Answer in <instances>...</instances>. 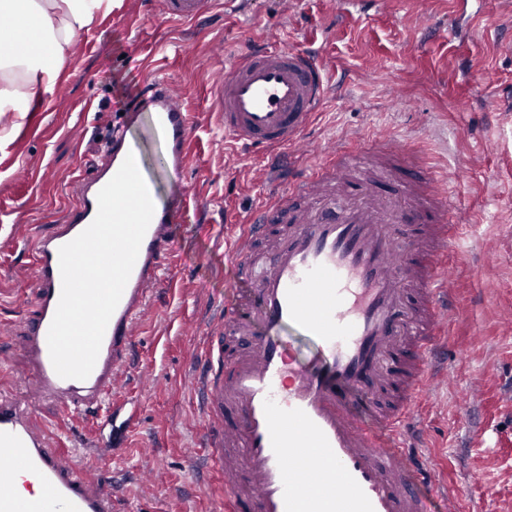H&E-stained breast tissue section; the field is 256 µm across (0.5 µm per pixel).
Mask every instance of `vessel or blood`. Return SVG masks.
I'll return each mask as SVG.
<instances>
[{"label":"vessel or blood","instance_id":"1","mask_svg":"<svg viewBox=\"0 0 512 512\" xmlns=\"http://www.w3.org/2000/svg\"><path fill=\"white\" fill-rule=\"evenodd\" d=\"M208 4L161 0L166 18L183 21ZM326 94L315 57L277 45L238 53L213 84L226 137L304 155ZM143 114L170 146L167 166L185 170L192 116L172 83L150 74L93 170L78 176L75 203L33 236V315L18 338L24 387L63 418L104 431L133 416L125 397L132 338L188 199L155 209L87 379L57 375L47 334L61 293L59 249L91 224L99 191L139 153L128 131ZM448 184L402 141L376 137L329 147L242 224L230 245L237 298L209 321L191 379L225 512H432L436 499L459 512L411 444L458 313L443 263L462 237L449 221ZM293 331L315 345L309 364L288 342ZM122 501L91 478L67 431L36 426L29 406L0 392V512H123Z\"/></svg>","mask_w":512,"mask_h":512}]
</instances>
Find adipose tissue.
Masks as SVG:
<instances>
[{
	"instance_id": "ef3b65f1",
	"label": "adipose tissue",
	"mask_w": 512,
	"mask_h": 512,
	"mask_svg": "<svg viewBox=\"0 0 512 512\" xmlns=\"http://www.w3.org/2000/svg\"><path fill=\"white\" fill-rule=\"evenodd\" d=\"M112 0H0V112L25 116L51 91L76 39Z\"/></svg>"
}]
</instances>
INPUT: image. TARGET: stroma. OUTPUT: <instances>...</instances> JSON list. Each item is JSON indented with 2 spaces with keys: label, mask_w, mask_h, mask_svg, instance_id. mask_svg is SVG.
<instances>
[{
  "label": "stroma",
  "mask_w": 512,
  "mask_h": 512,
  "mask_svg": "<svg viewBox=\"0 0 512 512\" xmlns=\"http://www.w3.org/2000/svg\"><path fill=\"white\" fill-rule=\"evenodd\" d=\"M277 42L312 51L331 93L307 137L377 133L417 149L447 173L455 223L466 230L448 257L458 315L448 324V371L422 407L423 453L462 512H512V0H215L195 20L171 21L160 0H116L82 33L54 93L25 118L0 116V389L37 423L56 407L20 385L15 338L34 288L30 236L60 218L74 181L101 157L99 131L141 91L146 73L169 77L194 120L189 166L163 173L161 146L145 158L163 194L193 198L173 225L166 282L135 335L127 387L139 411L121 442L88 449L92 476L124 488L130 512H224L222 482L188 455L202 431L189 378L203 318L232 297L225 241L259 200L280 190L278 152L225 137L211 87L234 55ZM483 394L466 413L458 393Z\"/></svg>",
  "instance_id": "1"
}]
</instances>
